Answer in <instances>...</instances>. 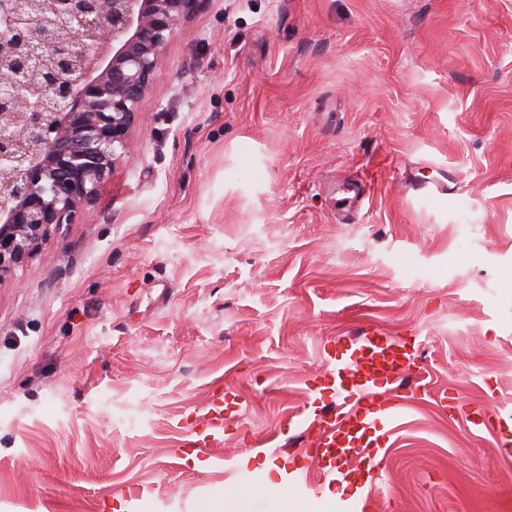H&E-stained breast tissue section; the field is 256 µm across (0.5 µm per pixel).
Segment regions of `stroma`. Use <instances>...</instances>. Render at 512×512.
<instances>
[{
    "instance_id": "1",
    "label": "stroma",
    "mask_w": 512,
    "mask_h": 512,
    "mask_svg": "<svg viewBox=\"0 0 512 512\" xmlns=\"http://www.w3.org/2000/svg\"><path fill=\"white\" fill-rule=\"evenodd\" d=\"M129 142L0 281V512H332L358 492L289 483L288 418L370 328L418 337L425 389L374 512H512V0H207ZM228 388L224 467L186 461L178 415Z\"/></svg>"
}]
</instances>
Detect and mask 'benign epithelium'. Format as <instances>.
<instances>
[{"instance_id": "obj_1", "label": "benign epithelium", "mask_w": 512, "mask_h": 512, "mask_svg": "<svg viewBox=\"0 0 512 512\" xmlns=\"http://www.w3.org/2000/svg\"><path fill=\"white\" fill-rule=\"evenodd\" d=\"M204 2L0 0V281L99 199L162 50Z\"/></svg>"}]
</instances>
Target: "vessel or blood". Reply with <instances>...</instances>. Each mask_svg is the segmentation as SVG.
Segmentation results:
<instances>
[{"label": "vessel or blood", "mask_w": 512, "mask_h": 512, "mask_svg": "<svg viewBox=\"0 0 512 512\" xmlns=\"http://www.w3.org/2000/svg\"><path fill=\"white\" fill-rule=\"evenodd\" d=\"M416 350V343L403 337L371 330L360 340L346 339L341 352L329 355L328 374L307 388L306 405L320 422L306 456L322 474L361 490L345 512H373V488L365 476L399 423L407 400L417 395L412 389L403 397L378 399L374 392L411 370ZM241 406L236 390L212 394L201 421L184 427L186 444L210 448L221 442Z\"/></svg>", "instance_id": "1"}]
</instances>
